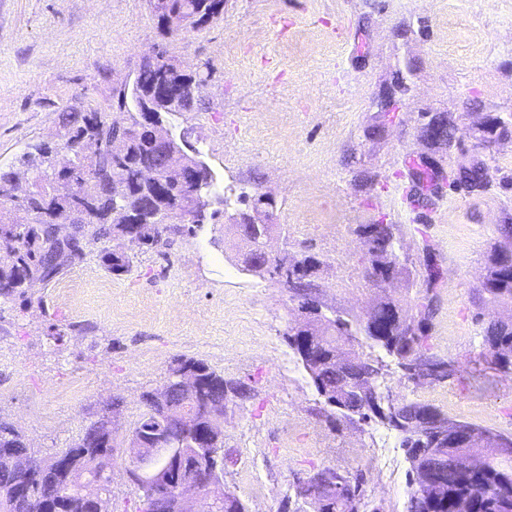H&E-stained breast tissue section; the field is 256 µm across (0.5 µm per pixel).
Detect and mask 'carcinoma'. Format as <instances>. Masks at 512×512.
Segmentation results:
<instances>
[{"mask_svg": "<svg viewBox=\"0 0 512 512\" xmlns=\"http://www.w3.org/2000/svg\"><path fill=\"white\" fill-rule=\"evenodd\" d=\"M162 35L178 38L188 32H199L224 16V0H148ZM198 72H188L168 57L166 50L144 59L132 82L122 85L112 93V105L107 110L64 112L60 133L64 139L53 145L38 143L28 147L20 162L38 172L27 187L16 184L17 173L0 169V240L7 241L8 251L0 252V302L31 305L28 284L39 281L47 286L58 281L75 265L88 256L96 257L99 265L109 274L121 276L131 272L135 255L116 251L112 243L128 236L139 243V249L165 252L173 243L190 235L192 224H166L164 226L147 218L148 212L138 211L141 203H151L156 211H176L185 197L186 189L170 182L158 197L150 194V187L138 178L142 169L155 165L156 156L151 140L153 121L163 115L208 110L200 95ZM177 82L183 92L175 104L164 112H146L143 101L155 96L164 84ZM129 113L132 125L140 126L134 132L131 125L117 126L111 112ZM93 139L98 151L92 158L80 154L78 144L83 139ZM64 163L72 169L81 182L75 190L55 182V171ZM72 203L81 211L68 224L57 220L58 212ZM273 225L232 224L228 230L254 240L252 263L288 265L297 292H313L320 288L315 280V270L320 260L306 255L299 260L283 255L272 260L259 247L261 240L270 234ZM398 241L393 225L380 223L374 244L368 248L373 256L372 265L397 268ZM504 251H495L486 266L484 287L477 289L475 299L484 306L512 304V282L497 278V269ZM406 326L394 328L393 336L378 341L368 332L364 339L370 348L378 347L392 358L395 364L407 369L419 353H430L427 333L435 314L434 295L425 289L421 302L416 304L418 320L404 316L396 303H391ZM363 324H352L340 315L328 320L325 334L317 338V346L325 362L317 366L307 361L302 366L317 392L328 405L337 409L344 418L357 414L366 420L375 415L381 422L396 430L408 451L426 448L422 440L420 418L427 414L440 424L469 427L471 423L448 416L447 413L425 403L405 402L392 404L380 410L370 404L381 398L379 379L383 377L384 364L380 356L359 355L342 365L336 362V347L346 337L362 332ZM480 356L491 359L501 372L512 374V319L488 321L484 327ZM199 373L203 386L200 391L186 397L178 384L172 382L163 392V402L146 403L133 431L146 436L151 448H162L172 442L183 448L190 447V434L186 433L177 411L186 400L196 408L206 422L224 417V389L248 398L251 389L231 380L212 369L206 362L195 359L179 361ZM0 448L16 450L14 463L0 468V512H28V506L14 497L19 485H29L49 502V512H95L96 506L82 498L76 491L79 482L92 481L100 475L104 461H114L116 445L112 430V405L100 410L78 438L63 452L76 458L75 473L57 474L50 459L41 460L39 469L32 466L25 436L14 423L0 417ZM486 481L482 485L462 481L456 470L448 469L443 478L418 493L412 491L405 512H443L450 500L465 501L471 512H512V449L504 448L484 461ZM336 490L332 497L322 502L303 504L295 512H354L352 500L363 495V474L360 471L336 470Z\"/></svg>", "mask_w": 512, "mask_h": 512, "instance_id": "cac0c4a2", "label": "carcinoma"}]
</instances>
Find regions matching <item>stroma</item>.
<instances>
[{
  "instance_id": "obj_1",
  "label": "stroma",
  "mask_w": 512,
  "mask_h": 512,
  "mask_svg": "<svg viewBox=\"0 0 512 512\" xmlns=\"http://www.w3.org/2000/svg\"><path fill=\"white\" fill-rule=\"evenodd\" d=\"M157 45L209 70V111L171 117L173 130L189 131L217 190L275 195L288 232L269 250L320 259L324 312L362 319L390 299L415 314L425 260L441 266L430 346L453 372L418 386L391 370L394 402L512 434V375L478 359L489 315L474 301L497 227L512 223V139L489 159L490 189L448 190L422 208L405 198L416 183L404 163L425 155L431 114L456 122L461 145L440 148L445 167L485 159L472 148L483 113H512V0H227L222 19L179 40L162 38L147 0H0V167L33 180L20 163L28 146L54 142L62 113L107 109ZM380 221L402 245L383 287L366 275L358 233ZM247 249L210 220L166 254L137 253L127 275L89 258L37 286L36 305H0V417L48 458L114 401L122 438L142 393L175 360L198 359L251 388L224 421V488L251 512H279L296 477L321 466L361 470L369 512H405L401 435L326 404L288 345V290L247 272Z\"/></svg>"
}]
</instances>
